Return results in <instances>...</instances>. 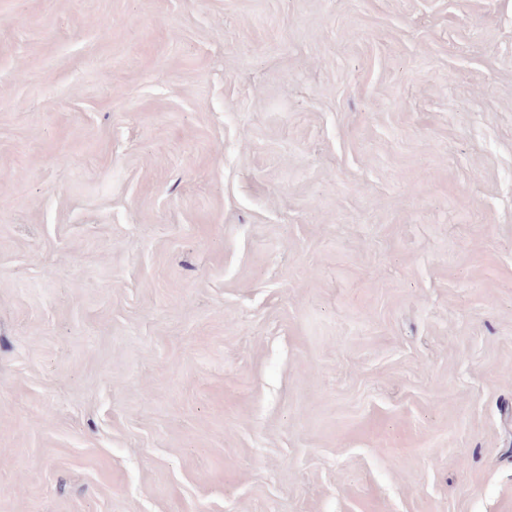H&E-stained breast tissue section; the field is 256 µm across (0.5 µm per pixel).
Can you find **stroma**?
Listing matches in <instances>:
<instances>
[{
	"instance_id": "1",
	"label": "stroma",
	"mask_w": 512,
	"mask_h": 512,
	"mask_svg": "<svg viewBox=\"0 0 512 512\" xmlns=\"http://www.w3.org/2000/svg\"><path fill=\"white\" fill-rule=\"evenodd\" d=\"M0 512H512V0H0Z\"/></svg>"
}]
</instances>
